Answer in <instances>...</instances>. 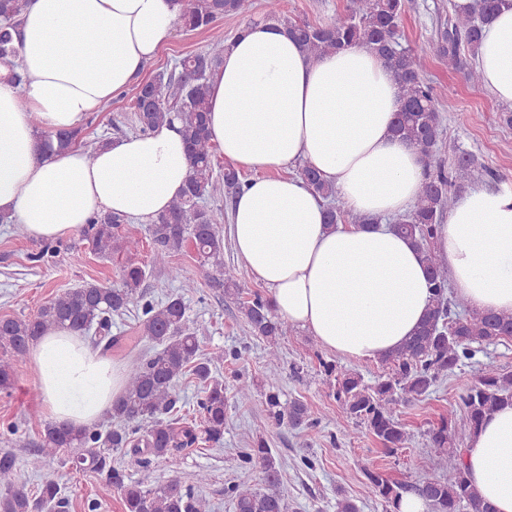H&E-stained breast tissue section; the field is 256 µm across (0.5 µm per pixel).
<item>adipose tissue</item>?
<instances>
[{
  "instance_id": "obj_1",
  "label": "adipose tissue",
  "mask_w": 512,
  "mask_h": 512,
  "mask_svg": "<svg viewBox=\"0 0 512 512\" xmlns=\"http://www.w3.org/2000/svg\"><path fill=\"white\" fill-rule=\"evenodd\" d=\"M178 0H27L16 58L0 64V214L52 239L98 213L148 222L189 177L172 122L113 138L94 156L49 151L47 135L80 128L123 94L173 30ZM482 86L512 107V0L483 27ZM402 93L374 54L353 46L310 58L270 22L249 25L210 78L209 129L226 161L250 177L234 199L229 234L276 312L339 356L377 361L400 348L430 304L414 244L386 218L415 203L426 167L392 130ZM305 160L370 226L324 223L325 200L289 169ZM437 248L458 295L512 315V193L476 188L456 201ZM47 419L101 420L124 389L122 365L66 329L31 350ZM473 485L512 512V406L487 416L463 452Z\"/></svg>"
}]
</instances>
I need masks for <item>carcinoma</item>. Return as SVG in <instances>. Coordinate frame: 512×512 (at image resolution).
Returning a JSON list of instances; mask_svg holds the SVG:
<instances>
[{"label":"carcinoma","mask_w":512,"mask_h":512,"mask_svg":"<svg viewBox=\"0 0 512 512\" xmlns=\"http://www.w3.org/2000/svg\"><path fill=\"white\" fill-rule=\"evenodd\" d=\"M25 0H0V15L13 20L12 29H0V63L18 54L14 31ZM179 24L188 31L212 30L225 17L242 14L247 0H180ZM502 0H484L467 7L451 4L448 23L435 32L432 49L451 66L461 63V50L478 52L485 22ZM281 0H265L266 19L282 25L301 48L312 57L362 46L375 55L398 81L403 106L396 116L394 132L421 155L425 179L414 208L396 218L392 228L409 238L420 250L429 277L432 302L417 332L396 351L381 359L389 372L373 384L335 362H320L333 396L344 414L365 426L381 446L393 452L404 447L407 433L396 418V406L429 393L438 381L473 358L484 345L512 338V315L478 312L461 296L448 291V259L434 246L439 225L443 224L458 195L452 193L454 173L464 172L476 182L492 176L485 166L475 164L473 156H458L446 169L434 164L443 133L439 102L451 99L446 88L434 92L422 74L424 47L398 48L395 36L407 7V0H349L346 12L324 25L298 23L281 15ZM227 39L216 32L208 49L179 60L178 69L162 73L149 81L148 88L136 97L134 112L139 131L152 132L161 124L177 119L187 146L190 175L183 192L168 209L153 219L149 234L153 249L151 263L168 268L171 281L182 288L195 282L170 258L190 244L206 277L227 295L239 293L237 269L224 264V211L208 205L207 197L220 176L227 193L236 194L243 185L241 172L229 164L216 170L215 145L208 128L209 81L222 64ZM48 147L73 146L82 138L79 130H63ZM299 176L318 194L330 200L326 223L331 225L370 224L368 217L348 210L336 198L332 186L324 183L317 169L303 163ZM124 218L97 215L84 233L90 236L96 253L138 251L140 240L121 232ZM147 276L146 266L130 261L120 270V285L106 286L85 282L55 294L32 318H0V392H9L15 383L14 365L29 355L31 347L50 329L64 328L79 336L95 330V346L107 351L122 337L111 334L112 315L125 311L140 298L139 288ZM240 312L251 336L269 344L268 358L278 360L277 340L287 335L288 323L274 312L271 300L259 294L244 302ZM138 329L151 349L126 365L125 390L112 403L107 423L73 428L36 415L29 421L41 427V443L30 454L27 464L34 472L61 449L71 450V464L86 472L98 484L100 497L88 501V512H98L101 501L112 492L120 495L124 512H208L209 504L176 479L147 484L135 480L114 465L113 454L129 448L148 466L153 461L178 462L186 451L196 450L200 441L219 443L224 438L226 399L224 381L213 375V365L222 355L200 353L199 326L190 318L178 296L141 304ZM187 376L198 384L196 406L200 419L188 421L171 417L180 397L179 381ZM269 418L280 426L315 428L309 408L297 400L283 407L278 395L267 398ZM512 405V372L498 367L485 369L460 396L463 425L474 433L484 418L495 409ZM149 422L146 434L140 424ZM428 447L437 454L459 459L463 454L451 419H442L428 430ZM243 461L257 465L261 484L233 483L225 490L234 512H289L288 492L280 477V465L266 439L260 437L242 455ZM17 460L9 450L0 452V512H70L71 503L58 481L48 478L31 493L16 480ZM365 476L383 502L397 506L406 494L423 499L430 512H495L471 483L460 463H455L452 479L425 478L408 484L395 481L379 471Z\"/></svg>","instance_id":"obj_1"}]
</instances>
